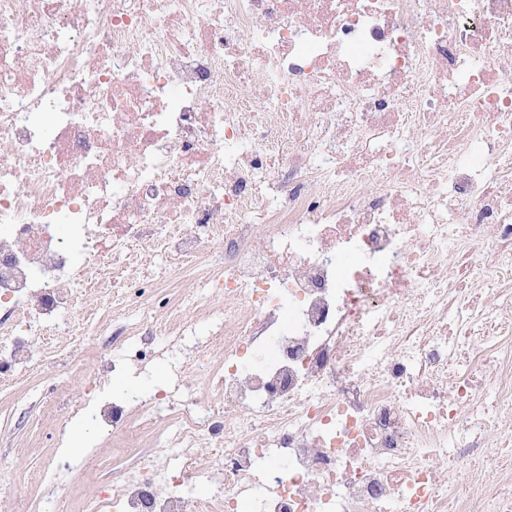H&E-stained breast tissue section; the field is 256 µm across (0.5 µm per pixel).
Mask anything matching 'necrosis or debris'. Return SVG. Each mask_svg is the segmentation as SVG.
Returning a JSON list of instances; mask_svg holds the SVG:
<instances>
[{"instance_id":"1","label":"necrosis or debris","mask_w":512,"mask_h":512,"mask_svg":"<svg viewBox=\"0 0 512 512\" xmlns=\"http://www.w3.org/2000/svg\"><path fill=\"white\" fill-rule=\"evenodd\" d=\"M92 291L195 382L94 512H512V0H0V371Z\"/></svg>"}]
</instances>
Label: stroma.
Here are the masks:
<instances>
[{
	"label": "stroma",
	"mask_w": 512,
	"mask_h": 512,
	"mask_svg": "<svg viewBox=\"0 0 512 512\" xmlns=\"http://www.w3.org/2000/svg\"><path fill=\"white\" fill-rule=\"evenodd\" d=\"M111 339V332L99 331L94 318L86 326L81 349L65 348L48 360L41 347H34L39 368L0 381V512H89L114 472L135 475L141 459H150L161 468L173 457L172 448L153 438L138 452L116 454L112 436L87 418L71 425L72 430L88 431L85 442L73 445L66 439L57 440L60 418L71 404L86 399L95 382H103L106 393L120 391L130 396L147 384L170 387L173 369L165 363L148 371L131 368L103 379L97 371L95 350ZM58 454L83 463L63 482L46 477L50 460Z\"/></svg>",
	"instance_id": "stroma-1"
}]
</instances>
